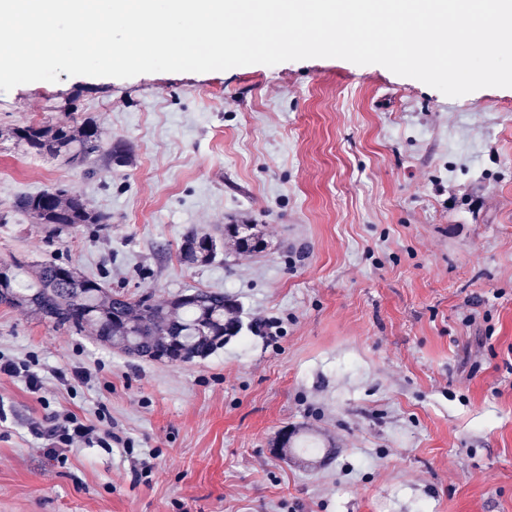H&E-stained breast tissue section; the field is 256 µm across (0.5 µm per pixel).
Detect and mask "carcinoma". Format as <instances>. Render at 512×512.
Returning a JSON list of instances; mask_svg holds the SVG:
<instances>
[{
    "mask_svg": "<svg viewBox=\"0 0 512 512\" xmlns=\"http://www.w3.org/2000/svg\"><path fill=\"white\" fill-rule=\"evenodd\" d=\"M18 140L37 153L65 152L86 157L100 149L101 132L91 122L14 129ZM13 208L39 224L61 233L78 224H104L79 196L63 188L16 200ZM234 241L242 253L260 249L244 242L241 225H224V235L193 227L182 237L179 259L188 267L209 265L224 240ZM0 271V305L26 307L58 329L80 334L90 330L111 348L129 356L171 363L202 360L224 347L226 338L241 329L239 305L231 296L196 288L165 303L151 295L129 297L104 283L81 275L71 265L45 263L26 266L3 263Z\"/></svg>",
    "mask_w": 512,
    "mask_h": 512,
    "instance_id": "1",
    "label": "carcinoma"
}]
</instances>
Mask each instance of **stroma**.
<instances>
[{"mask_svg": "<svg viewBox=\"0 0 512 512\" xmlns=\"http://www.w3.org/2000/svg\"><path fill=\"white\" fill-rule=\"evenodd\" d=\"M87 121L102 149L83 163L13 136ZM56 187L107 224L52 239L13 211ZM245 218L264 252L180 262L188 229ZM0 258L161 302L221 291L242 324L172 364L0 306V359L49 377L37 396L0 375V512H512V88L450 98L312 58L0 91ZM76 367L87 382L52 377ZM61 409L131 457L50 460L29 426ZM285 428L318 458L276 447Z\"/></svg>", "mask_w": 512, "mask_h": 512, "instance_id": "1", "label": "stroma"}]
</instances>
